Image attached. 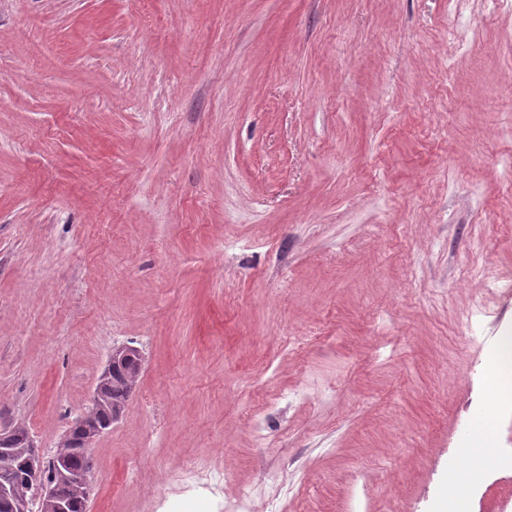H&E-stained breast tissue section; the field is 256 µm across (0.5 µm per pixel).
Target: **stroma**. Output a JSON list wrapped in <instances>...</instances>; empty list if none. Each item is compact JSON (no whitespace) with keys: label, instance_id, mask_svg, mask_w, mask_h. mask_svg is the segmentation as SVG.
<instances>
[{"label":"stroma","instance_id":"1","mask_svg":"<svg viewBox=\"0 0 512 512\" xmlns=\"http://www.w3.org/2000/svg\"><path fill=\"white\" fill-rule=\"evenodd\" d=\"M512 4L0 0V425L138 384L87 512H512L458 451L512 341ZM494 320L467 321L476 302ZM186 486L191 488H203L208 490L194 498L188 505L189 510L174 512H250L252 495L260 492L266 485L275 483L278 476L274 472L268 473L263 479L257 482L246 493H243L234 500L221 502L215 491H219L216 483L215 473L207 464H197L186 470L181 476Z\"/></svg>","mask_w":512,"mask_h":512}]
</instances>
